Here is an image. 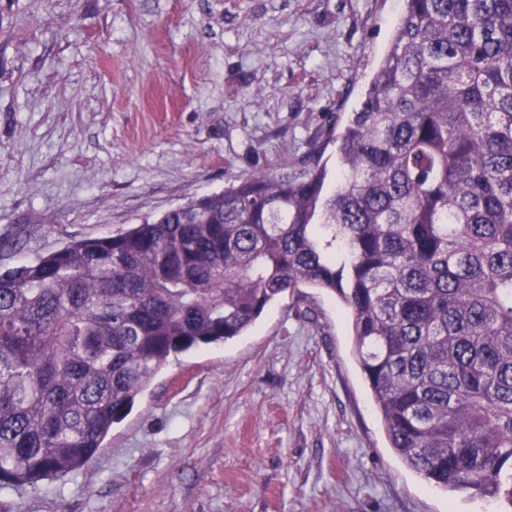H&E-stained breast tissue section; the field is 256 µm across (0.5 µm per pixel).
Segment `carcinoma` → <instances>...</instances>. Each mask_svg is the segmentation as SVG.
<instances>
[{
	"instance_id": "carcinoma-1",
	"label": "carcinoma",
	"mask_w": 512,
	"mask_h": 512,
	"mask_svg": "<svg viewBox=\"0 0 512 512\" xmlns=\"http://www.w3.org/2000/svg\"><path fill=\"white\" fill-rule=\"evenodd\" d=\"M334 137L0 270V485L80 471L170 357L303 286L345 305L390 447L512 512V0H403Z\"/></svg>"
}]
</instances>
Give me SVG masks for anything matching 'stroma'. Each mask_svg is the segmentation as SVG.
Segmentation results:
<instances>
[{
	"mask_svg": "<svg viewBox=\"0 0 512 512\" xmlns=\"http://www.w3.org/2000/svg\"><path fill=\"white\" fill-rule=\"evenodd\" d=\"M402 0H0V267L239 176L337 166ZM390 448L348 313L303 287L169 364L76 477L0 512H501Z\"/></svg>",
	"mask_w": 512,
	"mask_h": 512,
	"instance_id": "stroma-1",
	"label": "stroma"
}]
</instances>
